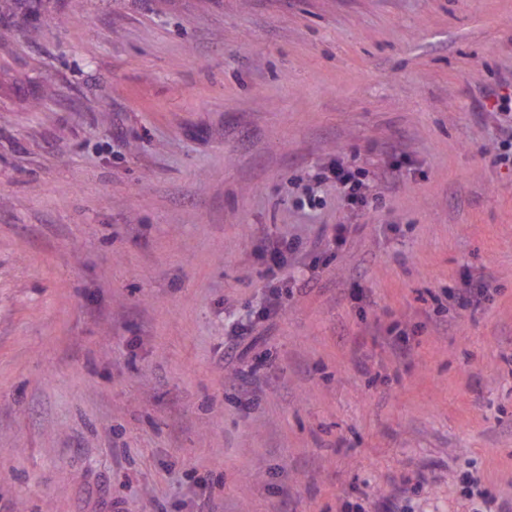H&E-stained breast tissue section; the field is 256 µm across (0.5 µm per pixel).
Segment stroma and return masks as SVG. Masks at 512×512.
Instances as JSON below:
<instances>
[{"label":"stroma","instance_id":"obj_1","mask_svg":"<svg viewBox=\"0 0 512 512\" xmlns=\"http://www.w3.org/2000/svg\"><path fill=\"white\" fill-rule=\"evenodd\" d=\"M54 13L0 19V512L512 503V0ZM292 243L287 239H267L264 238L260 241L258 251L261 257H268V267L266 275L271 278V287L268 288V303L259 312V316L268 317L277 315L283 307V297L280 291V285H274V281L280 283V278L283 273V263L286 258V253L292 248ZM279 273L281 276L279 277ZM448 300L459 307L478 308L487 297V284L481 280L467 281L466 288H450L444 290Z\"/></svg>","mask_w":512,"mask_h":512}]
</instances>
